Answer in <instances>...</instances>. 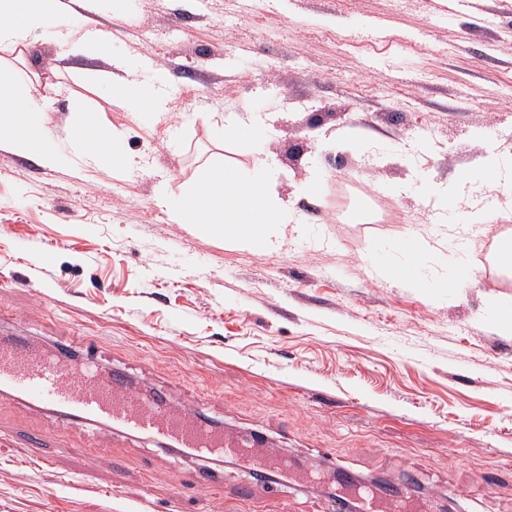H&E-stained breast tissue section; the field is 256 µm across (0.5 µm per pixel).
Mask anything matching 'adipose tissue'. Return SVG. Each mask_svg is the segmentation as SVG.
<instances>
[{
    "mask_svg": "<svg viewBox=\"0 0 512 512\" xmlns=\"http://www.w3.org/2000/svg\"><path fill=\"white\" fill-rule=\"evenodd\" d=\"M61 10L60 0H0V43H18L30 29ZM43 110L21 78L0 75V146L50 168L57 163L58 152L43 134L38 120ZM76 123L84 127L85 135L70 139L69 144L84 165L107 162L124 175L139 169V162L114 150L112 133L94 113H79ZM276 180L275 165L268 158L258 160L249 170L221 163L207 165L197 182L169 203L170 216L177 222L202 225L228 240H265L268 225L283 223L288 215V204L275 189Z\"/></svg>",
    "mask_w": 512,
    "mask_h": 512,
    "instance_id": "obj_1",
    "label": "adipose tissue"
}]
</instances>
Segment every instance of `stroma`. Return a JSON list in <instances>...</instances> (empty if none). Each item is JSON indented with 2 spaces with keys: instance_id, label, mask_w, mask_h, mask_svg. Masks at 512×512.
I'll use <instances>...</instances> for the list:
<instances>
[{
  "instance_id": "stroma-1",
  "label": "stroma",
  "mask_w": 512,
  "mask_h": 512,
  "mask_svg": "<svg viewBox=\"0 0 512 512\" xmlns=\"http://www.w3.org/2000/svg\"><path fill=\"white\" fill-rule=\"evenodd\" d=\"M80 16L111 55L71 54ZM144 56L171 75L165 110L112 93L113 58L144 86ZM0 71L27 80L63 153L50 169L0 148V332L90 337L102 369L172 408L322 471L413 483L432 512H512V335L486 299L512 305V274L491 264L512 238V0H70L0 45ZM80 112L119 132L136 175L79 168ZM252 116L264 140L225 137ZM489 150L500 173L474 180ZM268 152L304 217L270 225L269 245L159 204L207 164ZM421 239L420 287L377 275ZM463 264L471 282L441 289ZM208 465L220 481L201 497L185 456L0 393V512H253L238 491L264 480ZM332 502L305 484L266 512Z\"/></svg>"
}]
</instances>
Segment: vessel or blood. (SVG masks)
Wrapping results in <instances>:
<instances>
[{"label":"vessel or blood","instance_id":"b4317fda","mask_svg":"<svg viewBox=\"0 0 512 512\" xmlns=\"http://www.w3.org/2000/svg\"><path fill=\"white\" fill-rule=\"evenodd\" d=\"M88 340L74 336L62 350H35L24 338L0 339V388L68 418L74 426L101 423L131 436H151L191 455H245L231 428L207 422L200 410H173L147 401L120 379L96 375ZM364 512H426L416 491L372 492Z\"/></svg>","mask_w":512,"mask_h":512}]
</instances>
